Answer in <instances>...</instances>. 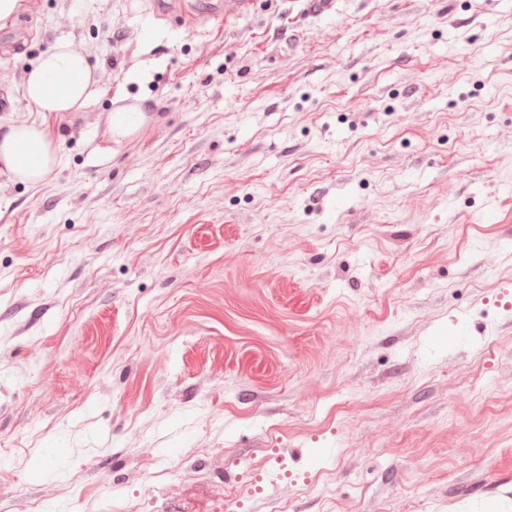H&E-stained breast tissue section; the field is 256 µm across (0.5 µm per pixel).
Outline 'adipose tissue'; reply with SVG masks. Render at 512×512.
Instances as JSON below:
<instances>
[{
    "instance_id": "obj_1",
    "label": "adipose tissue",
    "mask_w": 512,
    "mask_h": 512,
    "mask_svg": "<svg viewBox=\"0 0 512 512\" xmlns=\"http://www.w3.org/2000/svg\"><path fill=\"white\" fill-rule=\"evenodd\" d=\"M96 80L88 60L62 44L39 57L23 90L28 103L40 112H74L96 92ZM56 146L37 124L0 127V164L18 181L36 187L57 166Z\"/></svg>"
}]
</instances>
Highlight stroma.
<instances>
[{
    "instance_id": "35a3bbf8",
    "label": "stroma",
    "mask_w": 512,
    "mask_h": 512,
    "mask_svg": "<svg viewBox=\"0 0 512 512\" xmlns=\"http://www.w3.org/2000/svg\"><path fill=\"white\" fill-rule=\"evenodd\" d=\"M335 2L0 23L60 159L0 166V512H512V0ZM95 85L85 56L61 44L33 65L23 95L39 112H75L94 96Z\"/></svg>"
}]
</instances>
